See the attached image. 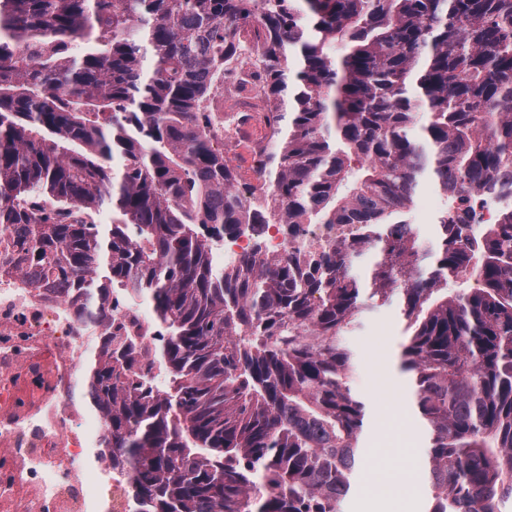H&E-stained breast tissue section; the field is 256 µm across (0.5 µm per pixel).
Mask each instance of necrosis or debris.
Listing matches in <instances>:
<instances>
[{
	"mask_svg": "<svg viewBox=\"0 0 512 512\" xmlns=\"http://www.w3.org/2000/svg\"><path fill=\"white\" fill-rule=\"evenodd\" d=\"M210 133L234 161L237 108L217 78ZM345 227L305 225L295 238L276 224H252L224 242L233 261L261 245L266 255L311 251ZM125 326L142 351L160 340L154 321L113 293L99 318L57 288L31 284L11 250L0 248V512H131V471L112 468L105 418L88 405L83 366L103 351L106 327Z\"/></svg>",
	"mask_w": 512,
	"mask_h": 512,
	"instance_id": "4bbe7bcc",
	"label": "necrosis or debris"
}]
</instances>
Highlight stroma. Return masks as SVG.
Listing matches in <instances>:
<instances>
[{"label":"stroma","instance_id":"35a3bbf8","mask_svg":"<svg viewBox=\"0 0 512 512\" xmlns=\"http://www.w3.org/2000/svg\"><path fill=\"white\" fill-rule=\"evenodd\" d=\"M445 207L444 196L423 183L406 219L418 227L424 243H434V224ZM406 337V321L396 300L365 309L356 328L346 335L353 353L351 387L367 402L369 413L360 439L361 468L342 512H426L428 508V441L416 411L410 408L408 375L400 367ZM401 467L412 475L403 495L372 496V481L390 478Z\"/></svg>","mask_w":512,"mask_h":512}]
</instances>
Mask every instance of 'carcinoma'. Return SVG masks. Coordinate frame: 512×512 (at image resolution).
I'll return each instance as SVG.
<instances>
[{"mask_svg":"<svg viewBox=\"0 0 512 512\" xmlns=\"http://www.w3.org/2000/svg\"><path fill=\"white\" fill-rule=\"evenodd\" d=\"M262 36L277 202L206 134L211 70ZM428 176L433 248L402 219ZM512 0H0V240L38 285L151 304L158 388L116 341L87 366L141 512H340L367 406L344 336L402 301L426 512L512 501ZM112 209L103 226L85 218ZM354 231L299 257L210 241ZM473 279L477 287L455 284Z\"/></svg>","mask_w":512,"mask_h":512,"instance_id":"carcinoma-1","label":"carcinoma"}]
</instances>
